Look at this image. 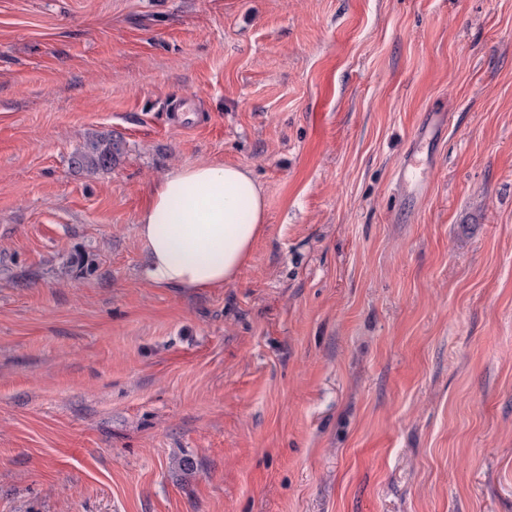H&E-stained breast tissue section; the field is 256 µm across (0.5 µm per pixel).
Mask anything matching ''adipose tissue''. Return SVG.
Returning <instances> with one entry per match:
<instances>
[{
  "instance_id": "ef3b65f1",
  "label": "adipose tissue",
  "mask_w": 512,
  "mask_h": 512,
  "mask_svg": "<svg viewBox=\"0 0 512 512\" xmlns=\"http://www.w3.org/2000/svg\"><path fill=\"white\" fill-rule=\"evenodd\" d=\"M266 230V201L250 171L212 163L172 170L138 220L144 279L186 291L233 282Z\"/></svg>"
}]
</instances>
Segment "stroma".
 Returning a JSON list of instances; mask_svg holds the SVG:
<instances>
[{
  "mask_svg": "<svg viewBox=\"0 0 512 512\" xmlns=\"http://www.w3.org/2000/svg\"><path fill=\"white\" fill-rule=\"evenodd\" d=\"M207 163L266 232L155 287ZM0 512H512V0H0ZM118 146L112 138L91 137L72 158V164L87 172H95L112 164ZM266 230V201L250 171L212 163L172 170L138 220L144 279L186 291L233 282Z\"/></svg>",
  "mask_w": 512,
  "mask_h": 512,
  "instance_id": "1",
  "label": "stroma"
}]
</instances>
